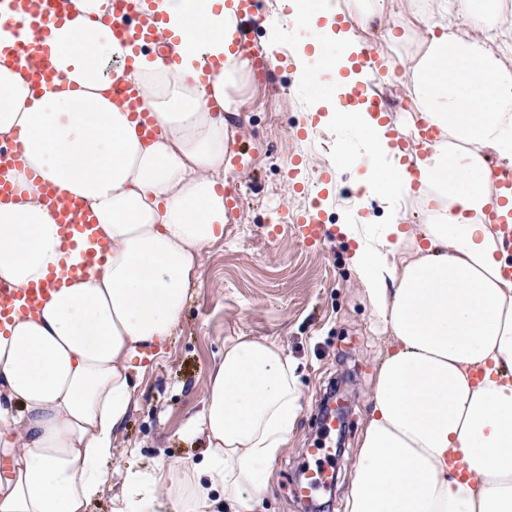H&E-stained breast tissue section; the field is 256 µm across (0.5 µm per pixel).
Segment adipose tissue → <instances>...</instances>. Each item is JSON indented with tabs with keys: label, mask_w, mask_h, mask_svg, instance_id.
Here are the masks:
<instances>
[{
	"label": "adipose tissue",
	"mask_w": 512,
	"mask_h": 512,
	"mask_svg": "<svg viewBox=\"0 0 512 512\" xmlns=\"http://www.w3.org/2000/svg\"><path fill=\"white\" fill-rule=\"evenodd\" d=\"M154 3L176 62L105 70L126 53L110 0H72L52 27L61 79L36 90L25 61L0 60V138H20L26 157L7 174L24 192L0 202V281L23 293L58 266L46 183L88 202L110 245L96 275L0 331V512H88L142 362L164 354L203 253L224 237V115L244 81L232 50L241 20L227 0ZM495 21L486 0H438L427 31L388 32L390 50L424 47L407 68L416 110L440 139L416 156V172L366 106L336 117L364 136L356 167L393 203L423 193L429 214L417 232L395 206L373 233L339 227L386 333L346 512H512V238L489 226L490 194L471 181L489 155L512 161V70L481 37ZM119 80L141 88L154 138L139 136V112L114 102ZM300 410L282 346L226 345L189 425L207 441L205 460L127 473L113 512H213L220 498L255 512Z\"/></svg>",
	"instance_id": "obj_1"
}]
</instances>
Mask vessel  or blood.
I'll use <instances>...</instances> for the list:
<instances>
[{
    "label": "vessel or blood",
    "instance_id": "vessel-or-blood-1",
    "mask_svg": "<svg viewBox=\"0 0 512 512\" xmlns=\"http://www.w3.org/2000/svg\"><path fill=\"white\" fill-rule=\"evenodd\" d=\"M70 0H0V13L20 17L21 27L11 37L0 39V55L33 62L34 85L59 78L48 41L51 24L63 21L69 12ZM150 0H112V33L128 48L121 60L123 66H133L140 57L153 54L158 43L157 25L149 20ZM49 208L60 228L62 261L56 272L27 296L18 297L0 284V330L15 315L35 311L43 298L65 282L87 277L103 262L109 246L100 240L95 224L80 201L60 200L53 189L45 191ZM295 236L307 247L320 248L327 236L318 208H310L293 226ZM331 477L324 466L307 470L305 482L295 487L302 499H310L325 487Z\"/></svg>",
    "mask_w": 512,
    "mask_h": 512
}]
</instances>
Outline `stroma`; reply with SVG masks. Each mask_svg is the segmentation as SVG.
Here are the masks:
<instances>
[{"mask_svg":"<svg viewBox=\"0 0 512 512\" xmlns=\"http://www.w3.org/2000/svg\"><path fill=\"white\" fill-rule=\"evenodd\" d=\"M252 51L283 60L263 84L244 87L237 111L225 119L244 154L230 158L227 180L241 188L239 211L224 238L203 257L182 318L165 355L150 362L138 380L136 406L102 464L105 484L89 512H112V497L128 471L151 472L174 462L202 463L203 437L186 431L201 410L212 367L225 345L239 337L274 341L297 365L302 409L287 448L256 512H308L294 493L306 470L307 449L336 448L335 483L315 494L329 512H346L345 498L356 449L371 408L372 386L384 349L374 316L349 258L355 247L337 233L347 223L338 199L355 193L350 171L337 168L333 146L351 141L354 128L334 130L329 105L312 108V94H296L294 35L278 38L262 26L249 34ZM315 171L307 182L302 171ZM322 209L334 233L318 250L304 246L277 211ZM343 383L347 401L343 443L325 438L316 415L332 380Z\"/></svg>","mask_w":512,"mask_h":512,"instance_id":"1","label":"stroma"}]
</instances>
